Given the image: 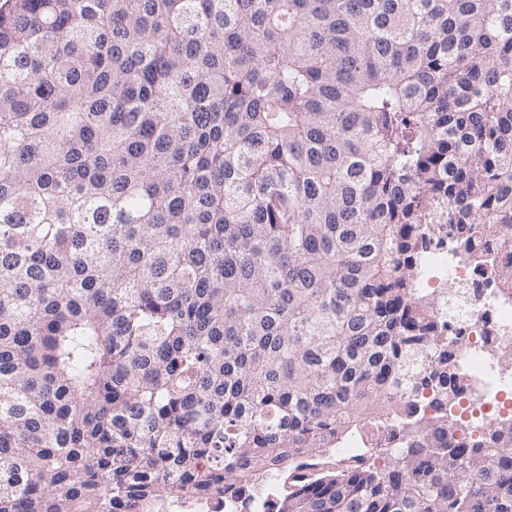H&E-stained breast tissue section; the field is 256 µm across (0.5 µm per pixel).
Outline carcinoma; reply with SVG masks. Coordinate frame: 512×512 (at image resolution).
Wrapping results in <instances>:
<instances>
[{
  "label": "carcinoma",
  "instance_id": "obj_1",
  "mask_svg": "<svg viewBox=\"0 0 512 512\" xmlns=\"http://www.w3.org/2000/svg\"><path fill=\"white\" fill-rule=\"evenodd\" d=\"M422 224L512 247V0H0V512H512ZM358 448H398V442L389 437L386 432L374 431L368 435H362L360 440L346 441L338 451L341 454L350 456L354 455ZM275 490L276 488L271 489L267 498L263 496L248 501L201 497L195 493H188L160 512H268L267 499L272 497ZM175 507L180 510H169Z\"/></svg>",
  "mask_w": 512,
  "mask_h": 512
}]
</instances>
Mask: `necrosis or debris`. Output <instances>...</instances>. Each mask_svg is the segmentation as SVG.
Returning a JSON list of instances; mask_svg holds the SVG:
<instances>
[{
  "instance_id": "necrosis-or-debris-1",
  "label": "necrosis or debris",
  "mask_w": 512,
  "mask_h": 512,
  "mask_svg": "<svg viewBox=\"0 0 512 512\" xmlns=\"http://www.w3.org/2000/svg\"><path fill=\"white\" fill-rule=\"evenodd\" d=\"M486 236L474 241L482 262H472L455 251L447 235H440L416 259L419 276L416 295L428 299L429 314L445 339L452 342L455 358L465 372L469 388L455 404L468 421L493 424L507 415L512 393V369L501 367V350L512 349V291L494 280L496 267L512 263V249H487ZM466 288L467 303L449 306L444 297L449 285ZM178 512H268L266 498L232 500L186 494L176 503Z\"/></svg>"
}]
</instances>
